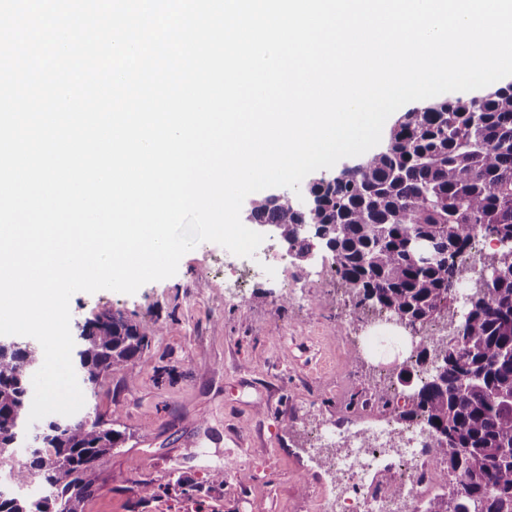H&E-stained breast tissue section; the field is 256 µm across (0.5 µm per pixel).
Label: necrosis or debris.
<instances>
[{"instance_id":"4bbe7bcc","label":"necrosis or debris","mask_w":512,"mask_h":512,"mask_svg":"<svg viewBox=\"0 0 512 512\" xmlns=\"http://www.w3.org/2000/svg\"><path fill=\"white\" fill-rule=\"evenodd\" d=\"M423 432L383 419L368 432L316 430L312 445L336 484L335 495L318 497L315 512H412L438 488L421 459Z\"/></svg>"}]
</instances>
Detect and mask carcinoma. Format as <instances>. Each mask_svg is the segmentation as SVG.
Masks as SVG:
<instances>
[{
    "mask_svg": "<svg viewBox=\"0 0 512 512\" xmlns=\"http://www.w3.org/2000/svg\"><path fill=\"white\" fill-rule=\"evenodd\" d=\"M308 202L270 194L247 220L269 224L304 261L319 244L334 261L355 320L392 317L420 338L397 380L420 376L411 408L393 409L427 436L424 453L443 492L421 512H512V84L468 99L435 101L403 113L387 145L354 168L309 184ZM496 246L479 287L468 293L451 338L428 335L466 279L478 240ZM429 246L423 261L416 246ZM73 366L79 385L96 394L114 367L130 374L150 346L120 311L76 325ZM29 341L0 340V512H81L103 482L102 461L125 443L117 419L89 413L51 418L27 430L31 371L41 362ZM19 448L25 461L16 464ZM37 481L43 495L21 489ZM175 488L192 497L200 486L179 476L154 486L134 481L137 502Z\"/></svg>",
    "mask_w": 512,
    "mask_h": 512,
    "instance_id": "obj_1",
    "label": "carcinoma"
}]
</instances>
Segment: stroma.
Masks as SVG:
<instances>
[{"mask_svg":"<svg viewBox=\"0 0 512 512\" xmlns=\"http://www.w3.org/2000/svg\"><path fill=\"white\" fill-rule=\"evenodd\" d=\"M225 255L203 242L176 275L135 294L72 295V322L118 310L151 338L136 375L111 370L85 399L84 411L117 419L127 440L105 458L104 484L84 512H312L313 494L333 492L304 435L319 424L368 428L349 405L373 383L351 356L369 328L350 318L326 251L289 259L298 281L258 275L237 289ZM219 470L222 490L193 499L139 504L130 492L136 480L180 476L204 486Z\"/></svg>","mask_w":512,"mask_h":512,"instance_id":"1","label":"stroma"}]
</instances>
